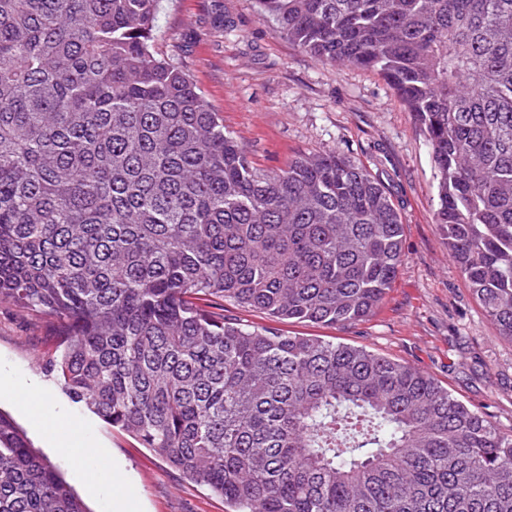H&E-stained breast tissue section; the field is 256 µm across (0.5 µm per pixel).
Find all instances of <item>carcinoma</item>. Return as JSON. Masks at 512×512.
I'll use <instances>...</instances> for the list:
<instances>
[{
    "mask_svg": "<svg viewBox=\"0 0 512 512\" xmlns=\"http://www.w3.org/2000/svg\"><path fill=\"white\" fill-rule=\"evenodd\" d=\"M421 126L448 255L512 340V0H258ZM160 0H0V302L50 317L66 395L233 512H512V434L427 373L246 324L347 326L403 262L334 150L250 160L151 51ZM0 512H89L0 411Z\"/></svg>",
    "mask_w": 512,
    "mask_h": 512,
    "instance_id": "cac0c4a2",
    "label": "carcinoma"
}]
</instances>
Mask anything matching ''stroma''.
Instances as JSON below:
<instances>
[{"mask_svg":"<svg viewBox=\"0 0 512 512\" xmlns=\"http://www.w3.org/2000/svg\"><path fill=\"white\" fill-rule=\"evenodd\" d=\"M152 50L193 78L259 167L279 170L300 153L333 149L364 165L399 210L404 262L379 312L345 327L283 322L280 330L415 366L512 434V342L499 336L448 256L435 222L431 147L388 82L374 70L301 52L261 15L257 0H161ZM59 341L47 317L0 303V411L91 512L115 507L112 496L86 485L87 470L111 479L130 512H229L222 498L61 391L47 366ZM74 428L84 454H55L54 435Z\"/></svg>","mask_w":512,"mask_h":512,"instance_id":"35a3bbf8","label":"stroma"}]
</instances>
